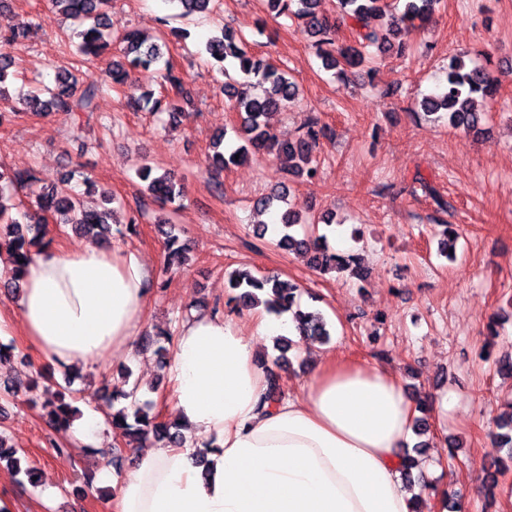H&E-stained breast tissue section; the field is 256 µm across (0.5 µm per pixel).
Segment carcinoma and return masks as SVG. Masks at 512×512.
<instances>
[{"label":"carcinoma","mask_w":512,"mask_h":512,"mask_svg":"<svg viewBox=\"0 0 512 512\" xmlns=\"http://www.w3.org/2000/svg\"><path fill=\"white\" fill-rule=\"evenodd\" d=\"M51 4L68 17L81 22L73 33L77 51L88 58H99L120 46L122 60L114 61L106 71V78L85 76V88L77 92L79 77L70 70H61L52 87L46 86L29 92L18 105L0 107V125L8 117L19 114V110L30 112H91L93 100L104 89L125 87L130 72L135 69L153 68L160 73L162 92L155 98L152 94L135 96L130 94L133 106L151 113L183 111L181 103H188L189 90L181 78L173 72L169 61L164 59L162 45L147 42L140 33L131 30L121 37L109 31L107 14L102 6L110 0H50ZM267 10L278 16L294 17L300 22L302 34L310 41L316 54L328 70H338V75H347L348 70L369 64L375 60L370 48L381 53L393 49H404V38L413 30L429 24L440 0H337L342 23L349 28L351 42L339 41L336 25L329 21L323 10L324 0H262ZM27 27L20 26L0 45V85L5 83L9 70L15 62L10 50L20 44L26 36ZM206 52L218 63L234 62L239 71L255 79L251 89L239 90L232 84L225 85L230 108L240 115V132L244 143L224 145L225 135H217L212 142L213 153L209 156L212 168L222 170L228 165L252 156H267L279 167L288 168V174L298 178H313L318 173L317 153L321 139L327 137V127L316 118L308 119L300 128L294 141L280 142L267 124V116L285 108L298 94V85L288 74L274 66L269 60L254 54L248 42L232 29H224L219 36L211 37L206 43ZM499 78L484 64L453 57L448 61L446 82L443 90L428 95L419 102L425 115H436L446 120L449 127L466 134L482 130L487 115L475 109L474 98H493L497 95ZM137 173L147 183L146 192L165 207L175 202L183 203L184 191L181 184L167 173L156 175L153 167L142 164ZM75 177L70 171L62 176V187L51 186L42 191L31 204L33 213L20 217L12 215L19 208L14 203L16 192L33 179L29 172H15L9 176L0 171V252L11 256L12 267L6 280L12 291L20 288L23 261L34 248L45 246V228L42 216L49 215L57 224L71 226L72 230L85 234L106 236L111 234L108 223L112 195L104 190L100 193L103 207L89 209L84 206L80 195L66 188ZM414 182L428 194L437 205L432 218L439 236L440 252L453 256L461 238L458 225L450 224L444 218L452 205L445 203L431 183L417 173ZM322 222L331 224V218L323 215L316 220L306 219L303 211L288 206L280 217L281 227L275 229L278 239L276 246L291 253L307 257L309 265L319 271L334 270L363 276L362 256L334 250L324 234L305 233L295 237L290 230L298 224ZM167 264L181 261L188 251L186 244L172 234L166 242ZM229 288L238 291L230 298L236 308L264 306L269 310L283 313L294 310V321L300 335L310 342L326 343L330 339L328 324L318 310L303 311L297 308L300 288L291 281L276 276L257 277L249 270H235L229 275ZM37 388L33 380L6 382L0 387V394L16 398L27 395ZM283 376L281 369L267 373V389L262 401L273 403L282 397ZM137 388L112 393L103 392L100 400L108 407L106 422L115 436L130 447L141 446L149 438L164 445L181 444L179 426L166 421L152 412V406L137 404ZM509 417L497 419L498 432L494 444L505 456L497 458L499 469L507 470L512 464V401L508 402ZM43 409L47 410L49 422L57 428L67 427L80 410L67 401L66 392L44 390ZM15 475H22L33 487L39 483L40 471L18 448L7 445L0 435V462Z\"/></svg>","instance_id":"1"}]
</instances>
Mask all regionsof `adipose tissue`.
<instances>
[{
	"mask_svg": "<svg viewBox=\"0 0 512 512\" xmlns=\"http://www.w3.org/2000/svg\"><path fill=\"white\" fill-rule=\"evenodd\" d=\"M148 278L130 246L34 253L0 331L19 326L54 366L130 354ZM252 328L242 336L235 317L204 311L182 324L167 372L185 441L137 451L113 512H412L401 450L419 411L398 375L321 354L299 395L265 405L252 341L293 335L292 316Z\"/></svg>",
	"mask_w": 512,
	"mask_h": 512,
	"instance_id": "ef3b65f1",
	"label": "adipose tissue"
}]
</instances>
